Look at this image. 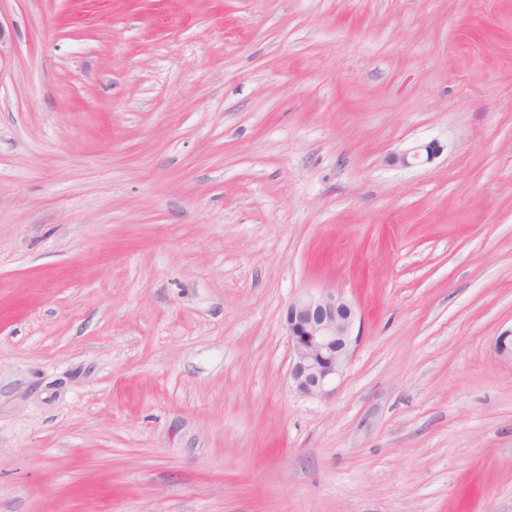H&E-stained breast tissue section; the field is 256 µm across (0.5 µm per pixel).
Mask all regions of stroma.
Returning a JSON list of instances; mask_svg holds the SVG:
<instances>
[{
	"label": "stroma",
	"instance_id": "obj_1",
	"mask_svg": "<svg viewBox=\"0 0 512 512\" xmlns=\"http://www.w3.org/2000/svg\"><path fill=\"white\" fill-rule=\"evenodd\" d=\"M0 26V512H512V0ZM323 292L317 399L284 317ZM354 321L352 305L333 293L303 296L288 305L290 379L299 393L313 398L333 394L350 353Z\"/></svg>",
	"mask_w": 512,
	"mask_h": 512
}]
</instances>
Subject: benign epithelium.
Returning a JSON list of instances; mask_svg holds the SVG:
<instances>
[{"label": "benign epithelium", "instance_id": "benign-epithelium-1", "mask_svg": "<svg viewBox=\"0 0 512 512\" xmlns=\"http://www.w3.org/2000/svg\"><path fill=\"white\" fill-rule=\"evenodd\" d=\"M354 321L352 305L333 293L303 296L288 305L290 379L299 393L313 398L333 394L350 353Z\"/></svg>", "mask_w": 512, "mask_h": 512}]
</instances>
